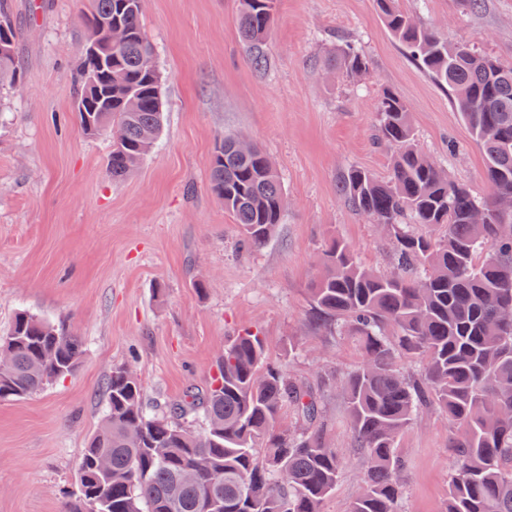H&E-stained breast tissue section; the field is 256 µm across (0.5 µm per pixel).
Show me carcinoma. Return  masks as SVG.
<instances>
[{"instance_id": "cac0c4a2", "label": "carcinoma", "mask_w": 512, "mask_h": 512, "mask_svg": "<svg viewBox=\"0 0 512 512\" xmlns=\"http://www.w3.org/2000/svg\"><path fill=\"white\" fill-rule=\"evenodd\" d=\"M74 77L72 112L88 137L112 129L107 171L122 180L151 151L163 126L162 76L142 31L143 0H91ZM278 0H238L241 41L250 63L266 64ZM393 37L447 88L484 154L490 194L474 196L418 148L410 107L382 92L376 139L391 149L387 180L349 168L340 193L364 217L386 226L397 261L389 273L367 270L351 248L332 242L310 288L320 325L359 337L363 355L336 378L363 455V490L350 512H404L400 434L423 409H439L455 429L444 512H512V67L465 40L450 42L416 23L396 0H376ZM127 35L112 54L98 22ZM18 31L0 3V88L21 81ZM348 78L369 72L352 43L329 58ZM209 182L241 229L240 246L264 247L282 223L285 195L260 150L219 138ZM442 228L435 239L415 227ZM0 401L21 399L70 375L83 348L29 311L15 314L0 348ZM417 357L420 377L396 368L397 351ZM106 414L79 458L67 512H323L343 469L322 434L318 390L267 361L258 332L233 337L209 389L189 391L159 415L142 402L125 368L105 383ZM292 410L297 427L283 425ZM201 413L204 427L185 424Z\"/></svg>"}]
</instances>
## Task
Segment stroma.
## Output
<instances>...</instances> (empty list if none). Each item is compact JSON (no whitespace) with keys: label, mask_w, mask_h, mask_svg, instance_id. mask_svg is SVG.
Masks as SVG:
<instances>
[{"label":"stroma","mask_w":512,"mask_h":512,"mask_svg":"<svg viewBox=\"0 0 512 512\" xmlns=\"http://www.w3.org/2000/svg\"><path fill=\"white\" fill-rule=\"evenodd\" d=\"M20 34V89L0 90V331L28 310L77 337L69 376L0 402V512H64L76 465L105 415L103 386L128 367L145 405L163 410L210 385L231 336L259 332L267 356L323 395L324 434L344 461L324 512H349L362 474L333 377L359 365L357 337L311 319L309 290L326 244L365 268L391 269V242L338 191L351 166L384 180L378 99L410 105L419 147L487 196L480 147L448 89L393 39L375 0H279L266 66L246 58L237 0H144V32L163 76L164 123L123 181L107 175L109 135L85 137L71 112L85 0H1ZM421 24L512 64V0H398ZM349 41L371 59L349 81L326 60ZM247 135L274 162L286 209L269 243L239 250V228L209 188L217 137ZM204 281L197 291L196 281ZM452 428L437 409L399 437L405 512H443Z\"/></svg>","instance_id":"35a3bbf8"}]
</instances>
